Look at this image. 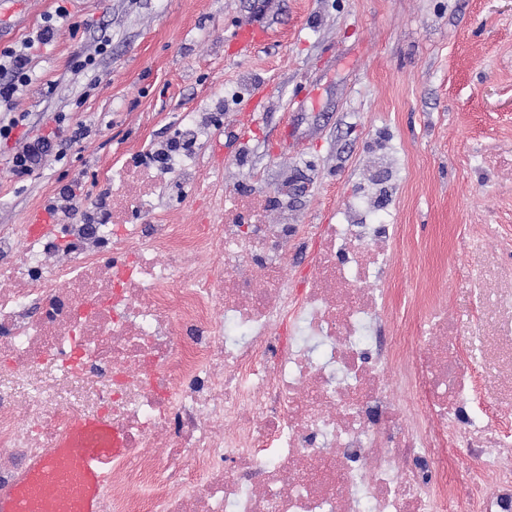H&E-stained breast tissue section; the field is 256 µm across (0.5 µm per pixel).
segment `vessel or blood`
I'll list each match as a JSON object with an SVG mask.
<instances>
[{"mask_svg":"<svg viewBox=\"0 0 512 512\" xmlns=\"http://www.w3.org/2000/svg\"><path fill=\"white\" fill-rule=\"evenodd\" d=\"M263 28L247 23L234 33L236 44L250 51L264 38ZM57 230L44 210L33 211L26 226L30 239ZM127 452L121 431L105 414L74 417L55 448L30 462L9 492L0 494V512H48L52 502L73 500V512H103L102 488L108 479L106 465Z\"/></svg>","mask_w":512,"mask_h":512,"instance_id":"1","label":"vessel or blood"}]
</instances>
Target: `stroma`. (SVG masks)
<instances>
[{"label":"stroma","instance_id":"stroma-1","mask_svg":"<svg viewBox=\"0 0 512 512\" xmlns=\"http://www.w3.org/2000/svg\"><path fill=\"white\" fill-rule=\"evenodd\" d=\"M55 0H0V47L35 36ZM71 20L33 62L25 116L0 141V229L35 208L68 223L63 188L81 182L95 218L131 157L179 138L186 113L206 115L187 194L155 198L175 224H217L226 201L261 186L299 187L288 221L342 224L376 161L391 151L395 189L382 204L400 227L384 287L393 303L418 289L415 315L436 304L493 336L512 316L492 291L512 286V0H69ZM267 39L239 54L235 28ZM110 46L95 49L101 38ZM95 65L74 72V56ZM265 112L245 122L255 86ZM62 116L91 135L16 179L8 161ZM480 399L512 413V367L473 352Z\"/></svg>","mask_w":512,"mask_h":512}]
</instances>
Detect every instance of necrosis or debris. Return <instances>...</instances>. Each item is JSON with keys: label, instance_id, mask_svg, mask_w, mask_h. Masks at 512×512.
<instances>
[{"label": "necrosis or debris", "instance_id": "1", "mask_svg": "<svg viewBox=\"0 0 512 512\" xmlns=\"http://www.w3.org/2000/svg\"><path fill=\"white\" fill-rule=\"evenodd\" d=\"M169 177L196 181L193 159L121 169L111 223L25 249L0 229V492L95 407L128 448L107 512H512V431L470 412L471 333L438 305L414 344L379 287L398 225L357 201L323 225L293 292L288 253L305 243L298 225L263 223V196L203 233L127 223ZM45 366L59 383L17 399ZM80 378L93 397L70 390Z\"/></svg>", "mask_w": 512, "mask_h": 512}]
</instances>
